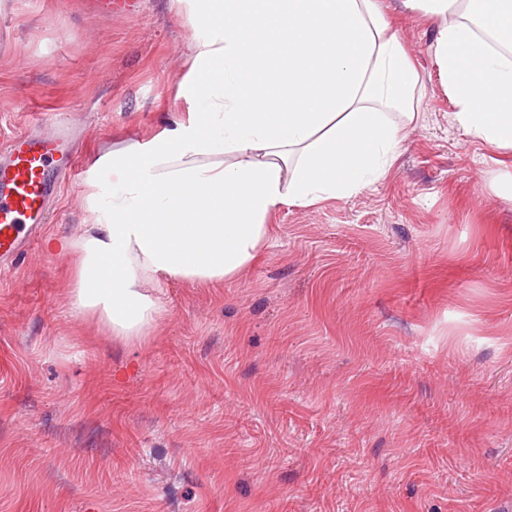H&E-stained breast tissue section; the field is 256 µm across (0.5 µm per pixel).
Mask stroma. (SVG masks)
Here are the masks:
<instances>
[{"label":"stroma","instance_id":"1","mask_svg":"<svg viewBox=\"0 0 512 512\" xmlns=\"http://www.w3.org/2000/svg\"><path fill=\"white\" fill-rule=\"evenodd\" d=\"M0 0V146L149 139L189 30L174 0ZM421 82L391 171L281 206L261 257L169 284L140 346L73 313L85 178L0 270V512H512V166L452 121L434 27L380 0Z\"/></svg>","mask_w":512,"mask_h":512}]
</instances>
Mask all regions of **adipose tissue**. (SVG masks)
Segmentation results:
<instances>
[{
	"mask_svg": "<svg viewBox=\"0 0 512 512\" xmlns=\"http://www.w3.org/2000/svg\"><path fill=\"white\" fill-rule=\"evenodd\" d=\"M194 35L185 115L103 154L91 223L65 242L77 314L143 344L164 314L148 287L237 278L282 205L348 198L392 167L418 125L421 77L378 0H176ZM435 26L433 54L464 136L512 151V0H403ZM120 172L110 196L100 174Z\"/></svg>",
	"mask_w": 512,
	"mask_h": 512,
	"instance_id": "1",
	"label": "adipose tissue"
}]
</instances>
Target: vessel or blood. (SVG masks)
Wrapping results in <instances>:
<instances>
[{
	"label": "vessel or blood",
	"instance_id": "b4317fda",
	"mask_svg": "<svg viewBox=\"0 0 512 512\" xmlns=\"http://www.w3.org/2000/svg\"><path fill=\"white\" fill-rule=\"evenodd\" d=\"M75 163L74 140L66 133H21L0 148L1 269L38 241L57 186Z\"/></svg>",
	"mask_w": 512,
	"mask_h": 512
}]
</instances>
